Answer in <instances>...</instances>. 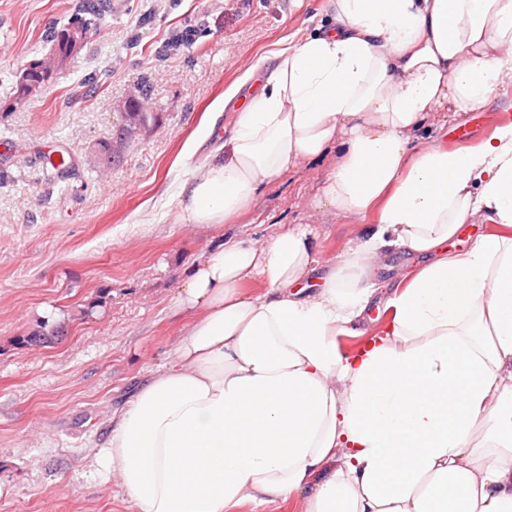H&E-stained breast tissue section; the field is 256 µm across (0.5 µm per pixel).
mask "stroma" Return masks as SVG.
<instances>
[{"label": "stroma", "mask_w": 512, "mask_h": 512, "mask_svg": "<svg viewBox=\"0 0 512 512\" xmlns=\"http://www.w3.org/2000/svg\"><path fill=\"white\" fill-rule=\"evenodd\" d=\"M77 2L0 0V512H130L95 455L113 406L172 356L186 328L173 313L181 284L224 239L313 224L322 253L338 258L375 229L371 213L315 210L331 154L264 184L236 223L177 221L178 184L232 125L226 92L246 96L245 72L327 22V0H115L56 81L17 100V73L49 52ZM189 19L205 35L160 57ZM140 80L162 119L102 176L88 156L117 118L114 101ZM507 112L512 83L465 122L449 121L447 146L462 130L471 143L491 135ZM60 151L70 161L62 175L48 163ZM402 261L392 253L376 269L366 333L386 324ZM44 322L64 326L61 340L21 345Z\"/></svg>", "instance_id": "stroma-1"}]
</instances>
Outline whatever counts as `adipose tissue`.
I'll list each match as a JSON object with an SVG mask.
<instances>
[{
	"instance_id": "ef3b65f1",
	"label": "adipose tissue",
	"mask_w": 512,
	"mask_h": 512,
	"mask_svg": "<svg viewBox=\"0 0 512 512\" xmlns=\"http://www.w3.org/2000/svg\"><path fill=\"white\" fill-rule=\"evenodd\" d=\"M273 56L180 184V223H232L339 140L315 206L378 230L335 261L310 224L209 252L172 359L114 409L98 464L133 512H512V119L464 149L411 144L512 80V0H331ZM472 222L508 232L449 254ZM389 248L417 271L382 337L342 355Z\"/></svg>"
}]
</instances>
